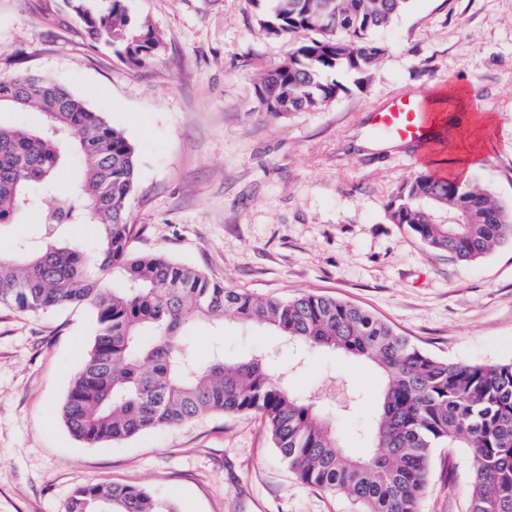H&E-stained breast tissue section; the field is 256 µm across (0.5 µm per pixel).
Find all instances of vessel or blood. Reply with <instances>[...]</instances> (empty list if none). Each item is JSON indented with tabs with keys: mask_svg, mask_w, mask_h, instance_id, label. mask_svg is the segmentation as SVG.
I'll list each match as a JSON object with an SVG mask.
<instances>
[{
	"mask_svg": "<svg viewBox=\"0 0 512 512\" xmlns=\"http://www.w3.org/2000/svg\"><path fill=\"white\" fill-rule=\"evenodd\" d=\"M436 107V102L428 98L401 95L385 108L371 112L370 123L374 130L399 141L426 146L437 123Z\"/></svg>",
	"mask_w": 512,
	"mask_h": 512,
	"instance_id": "b4317fda",
	"label": "vessel or blood"
}]
</instances>
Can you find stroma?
<instances>
[{
	"label": "stroma",
	"instance_id": "1",
	"mask_svg": "<svg viewBox=\"0 0 512 512\" xmlns=\"http://www.w3.org/2000/svg\"><path fill=\"white\" fill-rule=\"evenodd\" d=\"M269 0H130L163 42L132 67L92 45L65 0H0V77L47 76L81 95L135 149L130 250L195 268L257 297L305 293L359 305L434 357L512 360V242L476 263L429 249L391 219L400 186L453 170L479 142L470 178L512 208V0H411L374 35L383 48L364 87L341 76L335 99L273 117L255 85L294 43L257 18ZM400 93L459 94L434 150L384 139L369 114ZM88 308L25 313L0 305V512H65L91 482L136 485L178 512H360L301 482L262 417L201 415L87 447L59 417L92 338ZM200 359L277 350L292 393L326 404L337 381L362 396L336 436L367 456L383 378L328 349L282 347L267 327L225 318L190 336ZM469 449L436 448L420 512H467Z\"/></svg>",
	"mask_w": 512,
	"mask_h": 512
}]
</instances>
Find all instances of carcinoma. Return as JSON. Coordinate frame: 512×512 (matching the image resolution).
Masks as SVG:
<instances>
[{
  "instance_id": "cac0c4a2",
  "label": "carcinoma",
  "mask_w": 512,
  "mask_h": 512,
  "mask_svg": "<svg viewBox=\"0 0 512 512\" xmlns=\"http://www.w3.org/2000/svg\"><path fill=\"white\" fill-rule=\"evenodd\" d=\"M88 35L131 66L155 59L162 41L132 15L129 0H67ZM411 0H271L259 20L267 33L298 43L260 79L266 112L315 109L335 98L338 72L362 83L382 48L372 35L406 11ZM35 108L38 131L0 123V227L39 207L33 193L50 187L63 155L82 159L81 177L65 202L43 213L48 236L0 251V304L40 313L88 306L94 333L60 417L87 447L117 443L207 412L261 415L274 448L306 484L341 493L362 512H418L435 448H468L474 477L468 512H512V361L455 365L412 344L367 309L336 297L302 294L256 298L168 258L129 250V200L135 151L86 100L39 74L0 78V107ZM446 212L466 224H445ZM391 218L434 250L464 263L512 241L507 212L474 181L420 174L404 184ZM92 224V249L62 245L57 228ZM115 269L123 285L102 287ZM231 315L265 325L296 348H330L361 356L385 375L366 457L347 455L336 441L335 415L288 390L269 353L228 361L216 349L202 363L188 331ZM67 512H176L139 486L90 483L75 490Z\"/></svg>"
}]
</instances>
